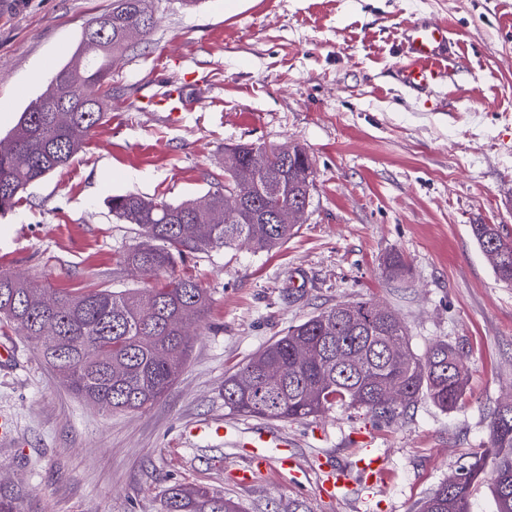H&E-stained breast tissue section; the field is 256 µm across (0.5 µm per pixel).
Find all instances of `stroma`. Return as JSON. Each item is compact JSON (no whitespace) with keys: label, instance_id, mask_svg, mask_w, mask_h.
Masks as SVG:
<instances>
[{"label":"stroma","instance_id":"stroma-1","mask_svg":"<svg viewBox=\"0 0 512 512\" xmlns=\"http://www.w3.org/2000/svg\"><path fill=\"white\" fill-rule=\"evenodd\" d=\"M0 16V138L77 52L112 0H15ZM157 25L112 69L103 125L70 163L28 185L0 214V269L54 288L146 287L123 263L139 240L113 217V195L176 203L224 179L240 143L297 145L313 160L306 221L268 253L217 250L182 268L210 295L193 348L168 393L134 412L73 395L21 333L0 330V492L21 512H161L169 486L203 487L243 512H417L489 441L491 410L512 396V285L497 280L475 224L512 238V0H152ZM427 18L461 56L423 93L397 80L399 34ZM179 91L186 107L157 106ZM409 269L404 287L387 256ZM373 299L405 325L415 353L464 343V403L420 398L385 421L337 406L303 421L229 414L224 379L324 308ZM221 437L194 436L195 427ZM276 441L306 477L272 464L249 483L251 432ZM375 449L385 473L345 496L316 492L319 460Z\"/></svg>","mask_w":512,"mask_h":512}]
</instances>
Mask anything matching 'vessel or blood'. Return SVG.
<instances>
[{"instance_id":"1","label":"vessel or blood","mask_w":512,"mask_h":512,"mask_svg":"<svg viewBox=\"0 0 512 512\" xmlns=\"http://www.w3.org/2000/svg\"><path fill=\"white\" fill-rule=\"evenodd\" d=\"M399 77L411 89H424L443 80L453 69L458 52L445 26L417 19L404 26L401 33ZM324 475L318 486L323 496L338 495L351 481L353 473L366 480L378 479L383 473L380 458L371 449L359 450L349 466L321 463Z\"/></svg>"}]
</instances>
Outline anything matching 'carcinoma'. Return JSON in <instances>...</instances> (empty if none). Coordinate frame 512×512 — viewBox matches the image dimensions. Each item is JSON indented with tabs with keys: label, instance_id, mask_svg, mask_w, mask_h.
<instances>
[{
	"label": "carcinoma",
	"instance_id": "obj_1",
	"mask_svg": "<svg viewBox=\"0 0 512 512\" xmlns=\"http://www.w3.org/2000/svg\"><path fill=\"white\" fill-rule=\"evenodd\" d=\"M106 36L92 39L99 21ZM155 26L151 0H112V9L84 28L78 63L59 70L45 94L22 112L16 126L0 139V213L12 210L29 184L65 167L106 118L105 99L95 95L108 80L116 59L131 46L128 33L148 35ZM312 160L306 151L279 168L258 167L250 182L227 171L224 186L198 200L166 203L135 193L114 195L112 215L133 224L143 238L125 263L147 277L169 273L168 280L141 291L92 288L71 292L35 285L0 270V327L17 330L35 345L68 389L87 404L108 411L141 410L162 398L185 367L190 354L188 329L208 310L210 296L187 273H175L189 254L248 246L269 252L291 238L295 224H256L289 203L310 195ZM280 179L279 197L263 195V182ZM246 198L245 208L229 222L215 224L224 210V193ZM209 225V233L200 226ZM480 249L497 251V279L512 285V240L495 224H473ZM385 270L405 280L399 254L386 258ZM332 306L287 332L224 379V407L233 415L300 421L336 405L363 408L378 419L392 420L421 396L443 411L457 409L467 390V353L462 343L437 340L416 355L410 338L392 311L380 312L372 301ZM308 348L297 357L296 345ZM281 373L268 381L263 367ZM488 482L496 512H512V407L491 412L488 446L451 482L422 502L420 512H472V489ZM162 512H239L238 505L206 489L173 485Z\"/></svg>",
	"mask_w": 512,
	"mask_h": 512
}]
</instances>
